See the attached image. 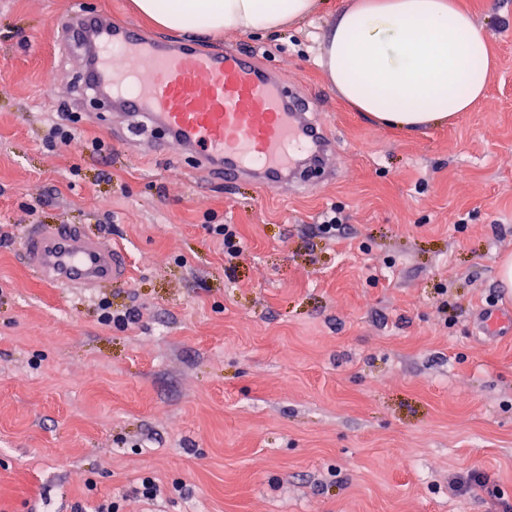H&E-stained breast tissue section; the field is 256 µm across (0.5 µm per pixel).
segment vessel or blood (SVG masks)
<instances>
[{
  "label": "vessel or blood",
  "instance_id": "obj_1",
  "mask_svg": "<svg viewBox=\"0 0 512 512\" xmlns=\"http://www.w3.org/2000/svg\"><path fill=\"white\" fill-rule=\"evenodd\" d=\"M70 44L88 50L85 78L128 119L123 136L142 121L162 128L168 144L192 150L211 179H248L264 190L301 187L303 162L327 163L335 142L311 116L310 101L289 94L272 72L236 48L207 50L190 41L152 38L133 25L74 13ZM25 262L52 288L95 291L128 277L121 251L76 224L33 226L23 237ZM512 331V314L482 311L479 331Z\"/></svg>",
  "mask_w": 512,
  "mask_h": 512
}]
</instances>
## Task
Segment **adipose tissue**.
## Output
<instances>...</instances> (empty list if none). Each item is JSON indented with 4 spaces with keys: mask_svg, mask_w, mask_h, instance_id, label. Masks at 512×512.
<instances>
[{
    "mask_svg": "<svg viewBox=\"0 0 512 512\" xmlns=\"http://www.w3.org/2000/svg\"><path fill=\"white\" fill-rule=\"evenodd\" d=\"M160 28L276 33L317 0H133ZM320 64L376 122L409 130L468 111L493 74L486 31L452 0H357L323 36Z\"/></svg>",
    "mask_w": 512,
    "mask_h": 512,
    "instance_id": "obj_1",
    "label": "adipose tissue"
}]
</instances>
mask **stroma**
Wrapping results in <instances>:
<instances>
[{"label": "stroma", "mask_w": 512, "mask_h": 512, "mask_svg": "<svg viewBox=\"0 0 512 512\" xmlns=\"http://www.w3.org/2000/svg\"><path fill=\"white\" fill-rule=\"evenodd\" d=\"M289 30L195 36L253 53L315 96L336 176L310 191L207 181L193 154H147L91 106L73 10L149 34L131 0H0V512H488L512 503V334L477 335L512 309V0H455L489 35L485 97L447 125H375L318 56L337 9ZM78 112L99 157L47 141ZM352 230L330 241L319 215ZM31 224L108 235L129 275L95 296L46 286L21 260ZM235 225L228 260L210 225ZM135 310L105 325L97 303ZM478 469L489 491L448 492ZM145 476L161 495L136 497ZM319 218L320 222H318V229L322 234L329 238L335 239L336 236L343 233L347 227V224L344 223L341 211L334 206L322 212ZM479 333L484 336L493 334L496 330L512 331V314L500 310L483 309L479 321Z\"/></svg>", "instance_id": "35a3bbf8"}]
</instances>
